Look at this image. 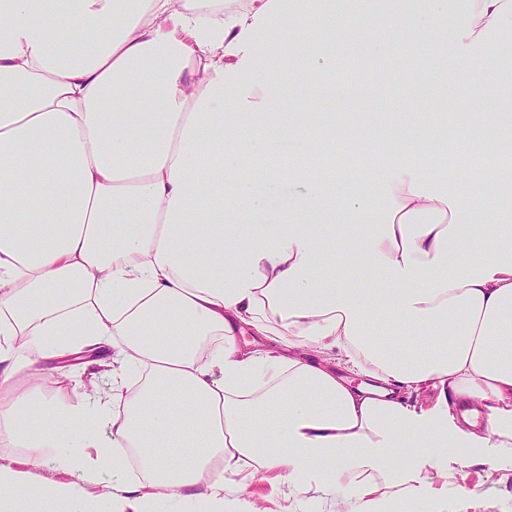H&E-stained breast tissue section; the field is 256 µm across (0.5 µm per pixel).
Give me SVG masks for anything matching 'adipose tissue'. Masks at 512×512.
<instances>
[{"mask_svg":"<svg viewBox=\"0 0 512 512\" xmlns=\"http://www.w3.org/2000/svg\"><path fill=\"white\" fill-rule=\"evenodd\" d=\"M386 3L343 23L423 26L426 53L490 82L512 0H466L453 30L444 0ZM312 33L292 0H0V446L20 451L0 512H231L259 480L359 512H387V483L447 512L428 471L512 459V225L487 234L481 206L512 203V170L467 201L433 188L434 158L401 153L443 137L421 111L373 114V138L313 112L269 126L285 100L268 74ZM313 125L311 157L388 145L377 222L337 227L374 199L323 184L261 223L259 185L305 169L230 150ZM458 138L511 152L512 114ZM375 324L416 338L391 353ZM63 377L78 403L51 396ZM423 388L438 407L408 402ZM51 457L68 480L36 475Z\"/></svg>","mask_w":512,"mask_h":512,"instance_id":"obj_1","label":"adipose tissue"}]
</instances>
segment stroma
Returning <instances> with one entry per match:
<instances>
[{
	"mask_svg": "<svg viewBox=\"0 0 512 512\" xmlns=\"http://www.w3.org/2000/svg\"><path fill=\"white\" fill-rule=\"evenodd\" d=\"M431 39L430 33L421 27L403 21L372 31L366 27L342 29L335 41L319 49H311L309 42L289 49L286 66L271 71L269 78L286 83L289 70L309 74L307 100H289L293 112H317L322 123L333 122L334 113L342 102L347 101L349 89H357L368 113L388 112L401 114L415 107L425 112L438 111L437 85L454 82L458 76L455 67L432 71L431 60L421 51ZM498 70L494 79L484 88L472 92L469 104L449 105L448 132L473 123L476 114L506 111L505 96L512 94V31L495 38ZM385 50L381 72L368 71L365 58L373 47ZM328 57L331 64L320 68L319 57ZM350 66L353 75L348 87H341L333 80L336 70ZM484 152L479 143H471V162H463L455 153H448L441 163L443 172L437 173L434 183L440 188L451 187L466 191L475 180L477 171L473 161ZM468 494H461L456 477H444L429 472L427 480L433 491L448 497V512H512V462L497 467L474 464L466 470ZM238 512H250L251 507L264 508L265 512H336L329 495L310 491L298 494L286 487L257 482L236 495Z\"/></svg>",
	"mask_w": 512,
	"mask_h": 512,
	"instance_id": "35a3bbf8",
	"label": "stroma"
}]
</instances>
